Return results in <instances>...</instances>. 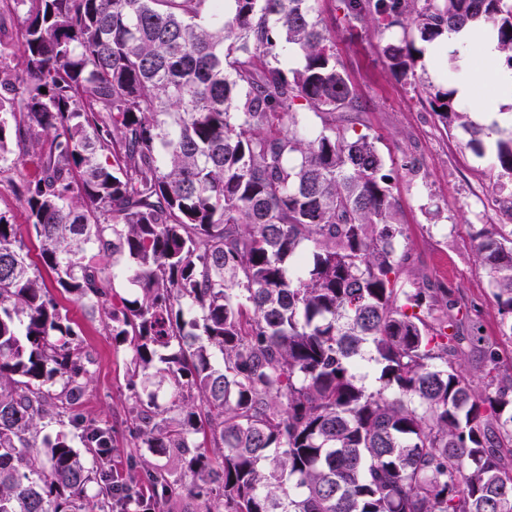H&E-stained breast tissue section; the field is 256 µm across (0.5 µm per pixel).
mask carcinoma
<instances>
[{
    "mask_svg": "<svg viewBox=\"0 0 512 512\" xmlns=\"http://www.w3.org/2000/svg\"><path fill=\"white\" fill-rule=\"evenodd\" d=\"M0 1L23 27L0 55V176L40 260L0 213V512L116 496L110 430L76 411L95 361L41 267L129 349L132 447L180 458L178 477L146 473L153 512L184 489L204 512H512V365L461 332L451 290L409 278L394 171L348 134L355 95L317 0ZM343 2L426 43L486 26L512 70V0ZM382 52L413 72L414 40ZM454 93L429 105L478 151L497 134L512 218V130L470 122ZM477 238L512 334V229ZM57 418L84 451L65 432L37 449Z\"/></svg>",
    "mask_w": 512,
    "mask_h": 512,
    "instance_id": "1",
    "label": "carcinoma"
}]
</instances>
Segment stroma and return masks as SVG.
<instances>
[{"mask_svg":"<svg viewBox=\"0 0 512 512\" xmlns=\"http://www.w3.org/2000/svg\"><path fill=\"white\" fill-rule=\"evenodd\" d=\"M319 16L336 32V57L359 105L353 135L375 137L386 163L398 174L394 194L397 219L406 228L401 242L412 274L460 294L480 336L497 342L512 363V339L503 335L501 317L479 266L473 238L486 224L502 223L489 157L476 156L460 130H446L426 101L428 86L448 81V67L420 43L414 73L396 77L381 47L400 41L401 28L379 33L349 21L342 0H318ZM56 300L95 360L79 408L85 420L112 428V472L144 479L147 469L177 471L174 454L129 448V354L125 344L103 329L102 312L57 294Z\"/></svg>","mask_w":512,"mask_h":512,"instance_id":"stroma-1","label":"stroma"}]
</instances>
